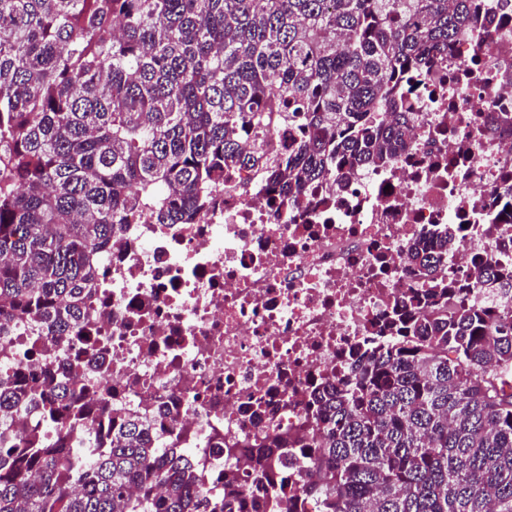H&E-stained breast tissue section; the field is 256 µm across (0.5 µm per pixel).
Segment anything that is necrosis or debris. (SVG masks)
Here are the masks:
<instances>
[{"mask_svg": "<svg viewBox=\"0 0 512 512\" xmlns=\"http://www.w3.org/2000/svg\"><path fill=\"white\" fill-rule=\"evenodd\" d=\"M403 101L405 146L388 165L354 168L295 204L244 168L199 223L128 214L103 261L94 341L26 326L0 342V370L47 359L78 373L111 397L84 434L109 439L123 414L146 416L220 498L234 464L223 444L299 425L313 387L346 378L378 321L426 289L415 246L447 238L442 275L464 300L511 313L512 289L475 287L471 270L479 256L512 268V0H493L478 35Z\"/></svg>", "mask_w": 512, "mask_h": 512, "instance_id": "obj_1", "label": "necrosis or debris"}]
</instances>
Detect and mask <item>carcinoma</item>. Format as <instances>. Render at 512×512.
Instances as JSON below:
<instances>
[{
  "mask_svg": "<svg viewBox=\"0 0 512 512\" xmlns=\"http://www.w3.org/2000/svg\"><path fill=\"white\" fill-rule=\"evenodd\" d=\"M487 0H0V340L21 324L89 340L104 256L130 211L193 224L224 174L289 202L402 144L401 81L479 32ZM379 112L395 114L381 124ZM288 127L289 150L266 134ZM253 138V151L241 139ZM428 288L310 417L224 472L173 459L139 416L81 443L90 389L50 364L0 374V512H512V316ZM474 282L512 286L480 259ZM36 411L53 425L19 432ZM298 452L301 480L284 475ZM263 492L243 497V485ZM138 492H130L131 486Z\"/></svg>",
  "mask_w": 512,
  "mask_h": 512,
  "instance_id": "1",
  "label": "carcinoma"
}]
</instances>
